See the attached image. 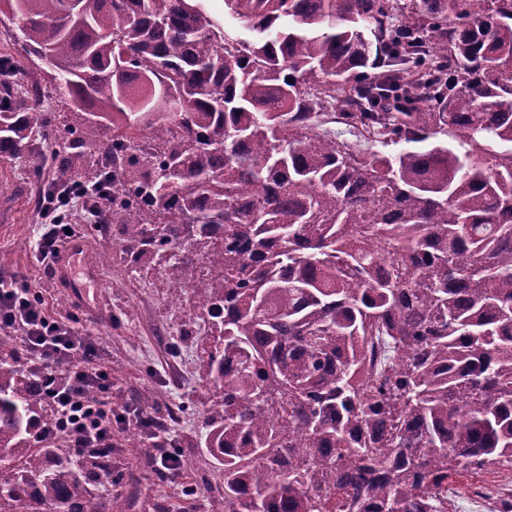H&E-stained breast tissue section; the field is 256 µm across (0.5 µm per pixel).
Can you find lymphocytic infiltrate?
<instances>
[{
	"instance_id": "lymphocytic-infiltrate-1",
	"label": "lymphocytic infiltrate",
	"mask_w": 512,
	"mask_h": 512,
	"mask_svg": "<svg viewBox=\"0 0 512 512\" xmlns=\"http://www.w3.org/2000/svg\"><path fill=\"white\" fill-rule=\"evenodd\" d=\"M89 188L59 184L56 193L40 198L38 207L39 262L52 267L62 248L81 236V227L69 224L68 214L85 205ZM20 333L27 354L46 379L54 412L53 438L64 439L82 458L107 457L112 452V420L133 416L138 427L154 432L157 419L135 404L112 403V381L100 366L102 352L92 336L68 322L47 316L39 296L25 288L0 289V330Z\"/></svg>"
}]
</instances>
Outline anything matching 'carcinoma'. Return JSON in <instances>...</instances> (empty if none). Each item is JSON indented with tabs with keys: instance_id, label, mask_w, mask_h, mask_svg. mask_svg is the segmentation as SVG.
Returning <instances> with one entry per match:
<instances>
[{
	"instance_id": "obj_1",
	"label": "carcinoma",
	"mask_w": 512,
	"mask_h": 512,
	"mask_svg": "<svg viewBox=\"0 0 512 512\" xmlns=\"http://www.w3.org/2000/svg\"><path fill=\"white\" fill-rule=\"evenodd\" d=\"M0 0L85 113L62 174L112 158L134 260L181 251L214 344L212 512H448L512 470V0ZM0 56V158L42 94ZM334 122L380 149L363 154ZM44 380L0 338V512H96L50 448ZM204 5L210 15L224 23V31L229 37L238 40L250 38L249 32L228 14L224 0H207L204 2ZM512 477L510 470L497 472H484L464 479L463 481L448 484V512H485L480 496L482 491L492 486L507 483ZM511 483L502 485L500 493L512 492Z\"/></svg>"
}]
</instances>
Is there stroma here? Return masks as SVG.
Listing matches in <instances>:
<instances>
[{
  "label": "stroma",
  "mask_w": 512,
  "mask_h": 512,
  "mask_svg": "<svg viewBox=\"0 0 512 512\" xmlns=\"http://www.w3.org/2000/svg\"><path fill=\"white\" fill-rule=\"evenodd\" d=\"M23 63L26 85H41L43 95L32 114L34 121L53 116L72 123L76 111L57 91L50 71L26 53L17 23L0 16V55ZM48 143L34 136L28 149L14 158L0 159V252L11 263L0 269V280L16 288L41 293L51 315L67 319L77 330L94 336L105 356L102 367L112 379V390L127 401L150 392L151 411L162 422L169 447L192 460L190 470L164 478L152 469L146 455L127 454L125 438L135 424H112V471L88 484L98 512H209L220 488V472L205 449L199 448L207 401L214 394L199 377V359L212 338L206 319L200 318L190 292L172 300L167 281L172 273L165 263L134 264L126 253L121 227L96 224L85 209L82 238L91 261L110 255L106 268L84 280L80 298H72L61 275L48 272L37 259L40 219L36 204L43 183L55 179ZM45 164L34 173L32 160ZM190 336H183V329ZM512 479L511 471L484 472L448 485V512H484L480 494Z\"/></svg>",
  "instance_id": "obj_1"
}]
</instances>
